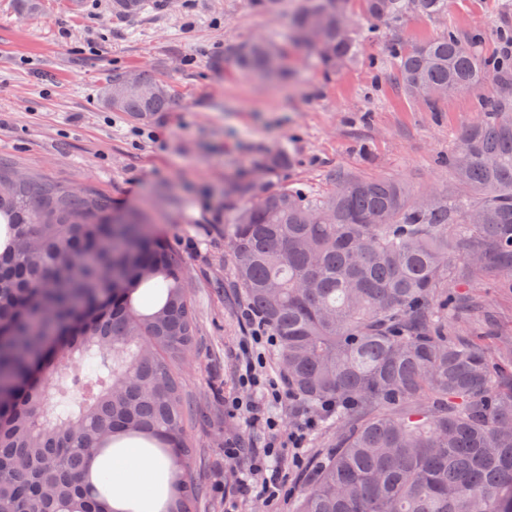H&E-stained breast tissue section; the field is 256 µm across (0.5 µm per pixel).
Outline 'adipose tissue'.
Listing matches in <instances>:
<instances>
[{
  "label": "adipose tissue",
  "mask_w": 512,
  "mask_h": 512,
  "mask_svg": "<svg viewBox=\"0 0 512 512\" xmlns=\"http://www.w3.org/2000/svg\"><path fill=\"white\" fill-rule=\"evenodd\" d=\"M166 465L164 458L132 441L120 445L117 451L95 455L90 474L108 476L112 487L110 504L116 512L118 508L136 503L153 510L160 498L158 476Z\"/></svg>",
  "instance_id": "obj_1"
}]
</instances>
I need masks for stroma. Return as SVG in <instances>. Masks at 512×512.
I'll return each instance as SVG.
<instances>
[{
  "mask_svg": "<svg viewBox=\"0 0 512 512\" xmlns=\"http://www.w3.org/2000/svg\"><path fill=\"white\" fill-rule=\"evenodd\" d=\"M304 2L279 0L267 11L258 0H146L139 13L122 15L112 0H36L30 12L19 0H0V163L146 214L185 261L197 338L180 382L193 407L188 472L200 512H296L317 461L336 444L322 409L284 396L273 414L286 444L275 462L285 490L264 499L249 451L264 447L267 434L229 407L259 397L238 377L252 329L230 275L224 226L246 199L229 185L283 146L293 162L278 180L294 187L320 193L339 179L387 177L414 194H462L448 156L484 120L478 99L504 92L491 81L429 108L397 82L388 45L411 47L448 23L464 35L481 32L484 57L501 56L512 0H448L443 24L416 13L392 24L359 20L358 60L330 76L312 50L293 44L292 17ZM257 37L287 48L283 78H251L229 61L230 47ZM128 71L164 81L170 110L140 123L107 109L101 87ZM471 293L491 320L477 343L494 357L512 348V288L483 278ZM304 422L302 447H290ZM233 444L245 453L225 460ZM244 478L251 490L243 494Z\"/></svg>",
  "mask_w": 512,
  "mask_h": 512,
  "instance_id": "1",
  "label": "stroma"
}]
</instances>
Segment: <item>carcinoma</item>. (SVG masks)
<instances>
[{"label": "carcinoma", "instance_id": "cac0c4a2", "mask_svg": "<svg viewBox=\"0 0 512 512\" xmlns=\"http://www.w3.org/2000/svg\"><path fill=\"white\" fill-rule=\"evenodd\" d=\"M365 17L443 20L448 0H361ZM351 0H307L294 41L328 73L359 53ZM453 26L410 49L390 44L405 91L435 106L489 78L512 80ZM257 38L234 56L246 74L280 70ZM145 123L169 110L145 72L117 103ZM448 166L466 193L412 195L384 178L325 193L274 185L285 150L243 181L249 202L226 224L229 269L279 344L293 398L336 403V451L297 512H512V353L496 360L460 335L469 309L448 294L477 277L512 286V99H481ZM0 512H115L89 484L91 458L139 439L173 456L162 512H196L178 367L196 343L184 262L110 200L0 167ZM79 363L82 370L71 372Z\"/></svg>", "mask_w": 512, "mask_h": 512}]
</instances>
